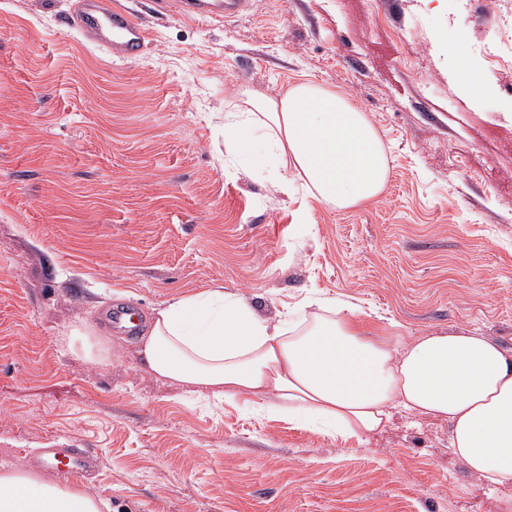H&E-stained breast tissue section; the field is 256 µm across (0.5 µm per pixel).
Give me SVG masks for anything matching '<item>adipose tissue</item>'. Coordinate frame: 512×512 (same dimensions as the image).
Listing matches in <instances>:
<instances>
[{
    "label": "adipose tissue",
    "mask_w": 512,
    "mask_h": 512,
    "mask_svg": "<svg viewBox=\"0 0 512 512\" xmlns=\"http://www.w3.org/2000/svg\"><path fill=\"white\" fill-rule=\"evenodd\" d=\"M465 29L440 44L474 98L486 90L469 63ZM224 154L263 146L288 192L350 208L382 194L388 149L365 113L313 82L270 95L240 88L224 103ZM320 314L267 318L243 298L213 289L157 311L137 355L150 374L197 394L258 399V411L347 438L381 430L393 408L447 420L449 446L492 486L512 484V350L478 334L422 336L399 347L363 336L356 305L321 303ZM0 512H100L78 487L15 469L0 471Z\"/></svg>",
    "instance_id": "ef3b65f1"
}]
</instances>
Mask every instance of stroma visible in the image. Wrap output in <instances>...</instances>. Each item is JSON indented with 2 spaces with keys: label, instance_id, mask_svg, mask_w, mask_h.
<instances>
[{
  "label": "stroma",
  "instance_id": "35a3bbf8",
  "mask_svg": "<svg viewBox=\"0 0 512 512\" xmlns=\"http://www.w3.org/2000/svg\"><path fill=\"white\" fill-rule=\"evenodd\" d=\"M498 0H252L223 22L123 0L150 34L116 66L66 24L68 0H0V470L88 448L79 486L108 512H503L448 446V422L394 409L343 439L243 400L192 396L102 320L206 288L275 316L320 296L380 342L475 332L512 349V67H489ZM464 28L487 95L443 53ZM310 80L390 149L381 196L338 209L220 162L225 93ZM107 361L74 355L73 329Z\"/></svg>",
  "mask_w": 512,
  "mask_h": 512
}]
</instances>
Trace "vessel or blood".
Returning a JSON list of instances; mask_svg holds the SVG:
<instances>
[{"instance_id": "1", "label": "vessel or blood", "mask_w": 512, "mask_h": 512, "mask_svg": "<svg viewBox=\"0 0 512 512\" xmlns=\"http://www.w3.org/2000/svg\"><path fill=\"white\" fill-rule=\"evenodd\" d=\"M172 9L205 20H224L242 15L250 0H171ZM67 25L112 62L139 57L147 48L149 34L143 22L115 0H71ZM111 328L128 334L139 329L138 311L116 303L103 313ZM34 468L59 474L85 475L98 467L97 457L84 448H43L33 457Z\"/></svg>"}]
</instances>
